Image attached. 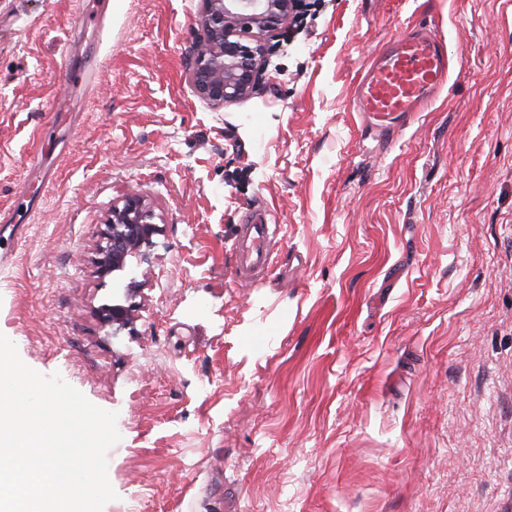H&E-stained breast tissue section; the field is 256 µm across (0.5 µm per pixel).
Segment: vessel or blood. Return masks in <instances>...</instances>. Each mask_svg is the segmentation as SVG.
<instances>
[{"instance_id": "b4317fda", "label": "vessel or blood", "mask_w": 512, "mask_h": 512, "mask_svg": "<svg viewBox=\"0 0 512 512\" xmlns=\"http://www.w3.org/2000/svg\"><path fill=\"white\" fill-rule=\"evenodd\" d=\"M448 80V58L430 28L416 27L394 39L369 64L355 87L356 111L381 120H398L423 111ZM272 248L267 213H245L237 241L238 279L249 281L271 268Z\"/></svg>"}]
</instances>
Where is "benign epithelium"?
Here are the masks:
<instances>
[{"label":"benign epithelium","mask_w":512,"mask_h":512,"mask_svg":"<svg viewBox=\"0 0 512 512\" xmlns=\"http://www.w3.org/2000/svg\"><path fill=\"white\" fill-rule=\"evenodd\" d=\"M202 35L195 45L188 80L215 108L252 95L264 70L270 43L287 28L296 0H201ZM155 213L137 194L112 208L97 248L96 272L104 280L125 269L128 259L147 260L145 248L160 232ZM99 318L118 327L128 324V307H104Z\"/></svg>","instance_id":"benign-epithelium-1"}]
</instances>
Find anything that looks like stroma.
I'll return each mask as SVG.
<instances>
[{
    "mask_svg": "<svg viewBox=\"0 0 512 512\" xmlns=\"http://www.w3.org/2000/svg\"><path fill=\"white\" fill-rule=\"evenodd\" d=\"M0 0V333L118 414L104 512H512V0H316L249 97L188 81L200 0ZM449 60L383 126L364 67L419 21ZM95 53L94 85L69 70ZM160 227L133 322L96 274L114 205ZM264 206L274 268L234 277Z\"/></svg>",
    "mask_w": 512,
    "mask_h": 512,
    "instance_id": "stroma-1",
    "label": "stroma"
}]
</instances>
